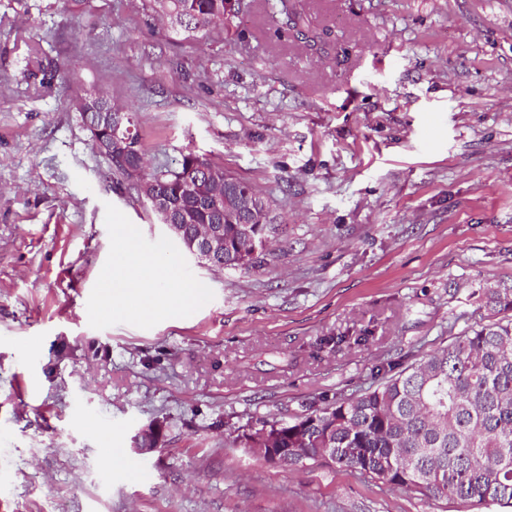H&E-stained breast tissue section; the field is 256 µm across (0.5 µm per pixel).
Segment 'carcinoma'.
Returning a JSON list of instances; mask_svg holds the SVG:
<instances>
[{"label": "carcinoma", "mask_w": 512, "mask_h": 512, "mask_svg": "<svg viewBox=\"0 0 512 512\" xmlns=\"http://www.w3.org/2000/svg\"><path fill=\"white\" fill-rule=\"evenodd\" d=\"M145 9L167 18L187 39L213 23L238 16L234 0H143ZM84 99L85 122L107 130L114 108ZM217 163L193 153L173 171L145 172L160 192L184 211L182 245L199 224H224V253L211 266L245 270L254 263L253 244L241 225L224 213L189 203L184 186ZM242 199L265 215L258 236L266 235L268 210L246 182L226 175ZM488 307L512 310V288H486ZM275 448H295L287 467L312 460L359 472L384 484L452 502L490 501L512 509V319L471 329L448 347L383 377L374 388L338 398L295 420L264 425Z\"/></svg>", "instance_id": "carcinoma-1"}]
</instances>
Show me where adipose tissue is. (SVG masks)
Instances as JSON below:
<instances>
[{
  "mask_svg": "<svg viewBox=\"0 0 512 512\" xmlns=\"http://www.w3.org/2000/svg\"><path fill=\"white\" fill-rule=\"evenodd\" d=\"M118 238L121 246L105 275L108 287L99 297L102 313H111L130 300L142 316L151 317L195 300L197 284L181 279L172 263L141 252L132 226H121Z\"/></svg>",
  "mask_w": 512,
  "mask_h": 512,
  "instance_id": "1",
  "label": "adipose tissue"
}]
</instances>
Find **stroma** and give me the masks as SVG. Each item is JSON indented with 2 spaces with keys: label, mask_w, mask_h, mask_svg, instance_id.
<instances>
[{
  "label": "stroma",
  "mask_w": 512,
  "mask_h": 512,
  "mask_svg": "<svg viewBox=\"0 0 512 512\" xmlns=\"http://www.w3.org/2000/svg\"><path fill=\"white\" fill-rule=\"evenodd\" d=\"M294 2L306 34L248 0L187 41L143 0H0V512H457L233 438L449 346L512 288V0ZM96 93L153 169L191 151L254 188L252 267L198 263L114 187L77 108ZM118 224L201 300L103 316Z\"/></svg>",
  "instance_id": "stroma-1"
}]
</instances>
